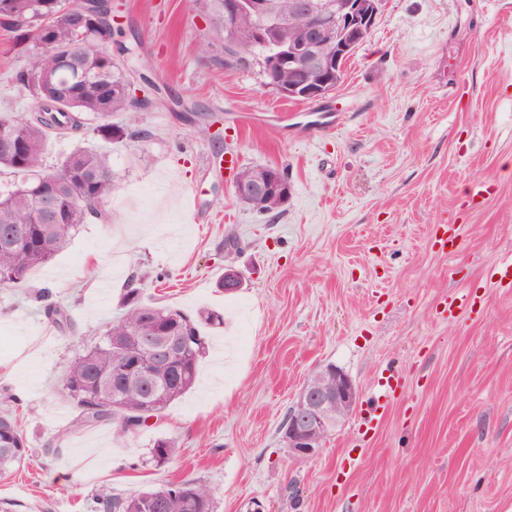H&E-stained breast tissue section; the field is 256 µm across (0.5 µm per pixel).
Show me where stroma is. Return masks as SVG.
Listing matches in <instances>:
<instances>
[{
	"mask_svg": "<svg viewBox=\"0 0 512 512\" xmlns=\"http://www.w3.org/2000/svg\"><path fill=\"white\" fill-rule=\"evenodd\" d=\"M117 15L129 79L153 84L136 122L149 136L106 145L87 130L48 145L52 168L75 147L104 149L118 188L48 265L0 287V409L31 450L0 476V501L92 512L103 488L196 479L214 512H512V288L491 274L512 254V0H387L319 101L280 97L256 68L225 72L197 0H122ZM12 42L0 30L2 114L34 104L12 80ZM326 112L340 129L313 124ZM203 123L219 137L199 135ZM228 145L240 165L287 172L280 209L236 199L218 165ZM477 182L490 192L479 207ZM438 224L457 225L456 252L434 248ZM228 263L246 277L234 293L218 286ZM132 278L146 300L224 322L201 327L196 385L120 439L75 428L60 378ZM45 288L69 331L41 314ZM459 289L473 308L438 314ZM328 364L364 399L395 370L402 397L367 445L354 413L298 460L280 426ZM159 438L177 448L160 470Z\"/></svg>",
	"mask_w": 512,
	"mask_h": 512,
	"instance_id": "obj_1",
	"label": "stroma"
}]
</instances>
